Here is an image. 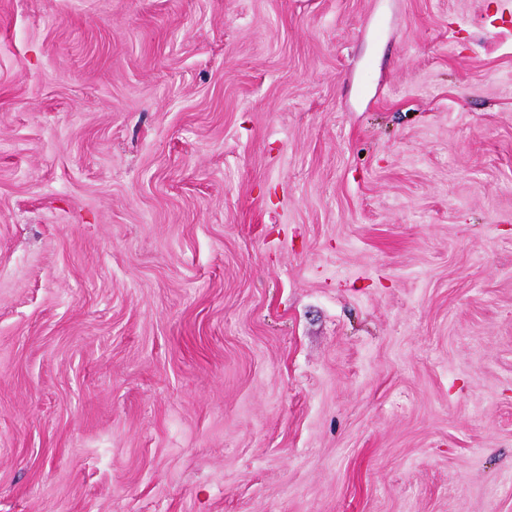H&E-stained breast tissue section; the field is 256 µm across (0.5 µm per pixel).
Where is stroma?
<instances>
[{
  "label": "stroma",
  "instance_id": "35a3bbf8",
  "mask_svg": "<svg viewBox=\"0 0 512 512\" xmlns=\"http://www.w3.org/2000/svg\"><path fill=\"white\" fill-rule=\"evenodd\" d=\"M0 512H512V0H0Z\"/></svg>",
  "mask_w": 512,
  "mask_h": 512
}]
</instances>
